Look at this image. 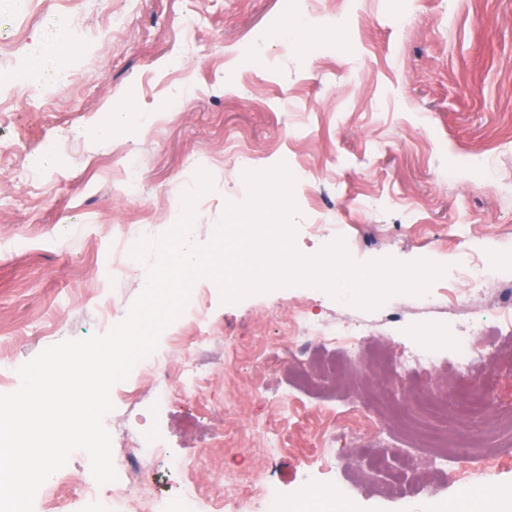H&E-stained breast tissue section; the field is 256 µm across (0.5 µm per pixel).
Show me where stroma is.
I'll return each mask as SVG.
<instances>
[{
    "label": "stroma",
    "mask_w": 512,
    "mask_h": 512,
    "mask_svg": "<svg viewBox=\"0 0 512 512\" xmlns=\"http://www.w3.org/2000/svg\"><path fill=\"white\" fill-rule=\"evenodd\" d=\"M116 12L124 29L98 42ZM341 15L353 25H337ZM6 24L13 35L0 54L32 78L48 30L77 46L64 64L71 82L47 97L28 88L0 109V353L13 361L108 332L97 314L103 300L113 302L111 322L126 316L147 270L130 255L126 226L151 225L155 238L168 231L200 170L213 187L195 203L193 245L211 240L227 204L247 200L239 166L286 162L306 173L293 188L303 255L324 247L307 230L320 218L342 225L358 263L443 259L453 271L483 241L512 251V0H82L76 12L67 0H0ZM124 110L130 123L100 142L97 128ZM130 170L134 198L123 180ZM116 262L125 275H112ZM197 286L202 310L244 352L231 361L219 347L203 353V363L224 367L196 410L179 400L157 407L133 373L113 389L103 421L115 449L119 429L161 432L154 478L169 498L178 496L169 472L183 465L306 486L297 454L345 410L357 425L375 421L367 440L423 456L357 383L295 382L301 350L285 336V313L301 300L330 322L365 321L394 359L423 328L458 335L467 321L421 311L409 294L365 310L317 288L226 302L212 280ZM393 309L407 334L391 329ZM264 349L277 354L272 365L255 360ZM443 371L456 392L486 395L488 411H512V364L462 370L448 359ZM284 395L297 417L287 447L269 448L272 404ZM354 448L337 444L331 478L370 512L385 474Z\"/></svg>",
    "instance_id": "stroma-1"
}]
</instances>
